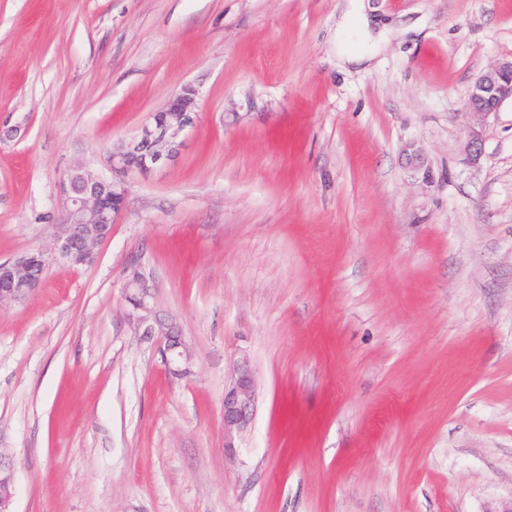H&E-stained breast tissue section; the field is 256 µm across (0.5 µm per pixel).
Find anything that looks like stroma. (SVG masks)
<instances>
[{
	"label": "stroma",
	"mask_w": 512,
	"mask_h": 512,
	"mask_svg": "<svg viewBox=\"0 0 512 512\" xmlns=\"http://www.w3.org/2000/svg\"><path fill=\"white\" fill-rule=\"evenodd\" d=\"M0 0V306L12 512H504L512 506V103L464 160L512 0ZM199 91L178 161L125 177L93 264L53 251L59 184ZM421 153L427 171L413 169ZM139 256L193 354L126 315ZM257 399L224 449V386ZM46 264L41 250L29 252L15 261L0 263V306L21 301L40 284L42 268Z\"/></svg>",
	"instance_id": "stroma-1"
}]
</instances>
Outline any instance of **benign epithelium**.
Returning a JSON list of instances; mask_svg holds the SVG:
<instances>
[{
  "label": "benign epithelium",
  "mask_w": 512,
  "mask_h": 512,
  "mask_svg": "<svg viewBox=\"0 0 512 512\" xmlns=\"http://www.w3.org/2000/svg\"><path fill=\"white\" fill-rule=\"evenodd\" d=\"M198 90L183 85L166 106L152 115L134 139L122 143L106 156L112 178L103 179L85 168L70 171L60 183L64 198L63 223L58 225L54 252L74 265H90L98 246L112 235V225L120 214L125 197L121 177L136 172L147 174L155 167L177 160L185 137L195 121ZM512 101V59H506L481 74L464 104L466 113L482 121L499 112L506 101ZM483 153V130L469 127L465 145L466 160L477 163ZM45 254L29 252L20 258L0 263V306L21 301L40 284ZM126 300L128 318L157 338L158 353L169 374L184 378L191 374L192 352L172 323L159 319L153 295L139 258L127 263ZM256 399L254 374L247 361L233 368L224 389V447L232 450L234 439L248 425ZM14 468L0 457V512H10L13 498Z\"/></svg>",
  "instance_id": "1"
}]
</instances>
